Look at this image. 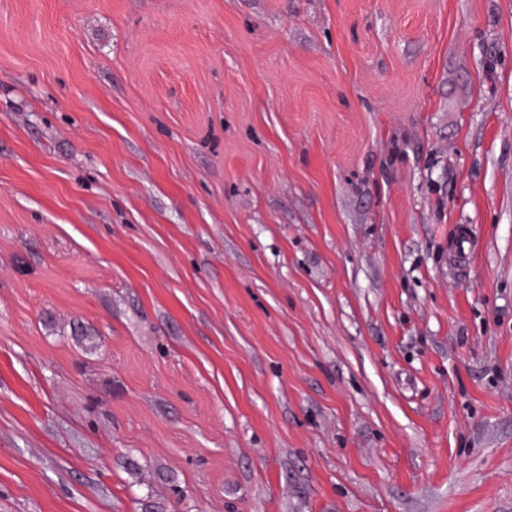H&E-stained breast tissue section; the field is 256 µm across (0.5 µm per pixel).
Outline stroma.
<instances>
[{"label":"stroma","instance_id":"obj_1","mask_svg":"<svg viewBox=\"0 0 512 512\" xmlns=\"http://www.w3.org/2000/svg\"><path fill=\"white\" fill-rule=\"evenodd\" d=\"M0 512H512V0H0Z\"/></svg>","mask_w":512,"mask_h":512}]
</instances>
